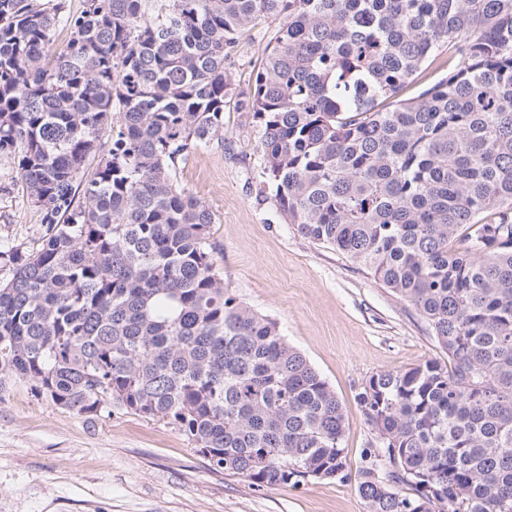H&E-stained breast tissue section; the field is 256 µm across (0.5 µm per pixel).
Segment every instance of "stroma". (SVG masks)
Wrapping results in <instances>:
<instances>
[{
	"label": "stroma",
	"instance_id": "35a3bbf8",
	"mask_svg": "<svg viewBox=\"0 0 512 512\" xmlns=\"http://www.w3.org/2000/svg\"><path fill=\"white\" fill-rule=\"evenodd\" d=\"M278 27L261 22L229 68L237 90ZM246 113L224 115L222 138L190 151L181 187L211 210L224 281L276 319L341 402L350 481L259 490L208 469L172 425L134 413L92 419L13 383L0 392V512H367L354 481L375 437L355 395L371 375L444 359L411 306L364 268L300 235L261 175ZM41 215L11 160H0V240L29 246Z\"/></svg>",
	"mask_w": 512,
	"mask_h": 512
}]
</instances>
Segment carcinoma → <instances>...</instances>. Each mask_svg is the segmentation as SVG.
I'll use <instances>...</instances> for the list:
<instances>
[{
	"label": "carcinoma",
	"mask_w": 512,
	"mask_h": 512,
	"mask_svg": "<svg viewBox=\"0 0 512 512\" xmlns=\"http://www.w3.org/2000/svg\"><path fill=\"white\" fill-rule=\"evenodd\" d=\"M270 17L238 93L228 61ZM229 105L288 223L448 356L357 393L368 512H512V0H0V158L41 213L39 247L0 243V390L163 420L256 488L349 480L335 392L225 286L179 187Z\"/></svg>",
	"instance_id": "obj_1"
}]
</instances>
